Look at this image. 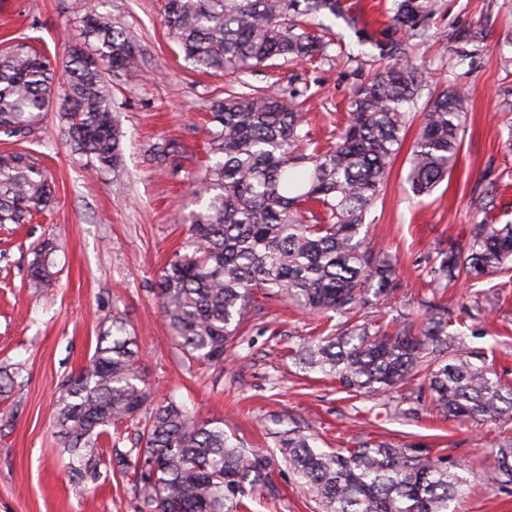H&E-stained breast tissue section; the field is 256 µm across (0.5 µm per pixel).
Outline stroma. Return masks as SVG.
Listing matches in <instances>:
<instances>
[{
  "label": "stroma",
  "mask_w": 512,
  "mask_h": 512,
  "mask_svg": "<svg viewBox=\"0 0 512 512\" xmlns=\"http://www.w3.org/2000/svg\"><path fill=\"white\" fill-rule=\"evenodd\" d=\"M424 41L410 55L425 76L421 100L448 86L469 93L468 120L456 168L431 195L414 196L407 182L414 132H407L383 195L367 217L374 251L396 260L401 286L394 298L374 305L376 319L422 317L423 301L447 306L466 319L471 351L501 372L512 386V275L501 273L443 288L432 283L429 261L436 249L470 239L478 216L473 197L499 186L493 215L512 224V111L503 105L512 88V0H441ZM109 14L140 49L138 76L110 77L112 108L124 137L121 172L90 171L73 152L55 115H47L35 145L51 171L54 201L33 223L0 228V366L21 365L9 400L11 426L0 434V512H138L126 485L113 476L84 483L69 475L68 456L53 434L58 387L87 365L103 317H123L140 340L145 374L158 396L184 402L200 418L223 422L227 434L264 449L278 422H297L318 434L324 448L345 441L420 446L466 465L477 475L472 489L450 502L448 512H512V485L496 472L500 424L451 420L410 383L395 395L356 394L335 377L301 367L295 349L330 329L331 320L291 304L258 298L223 372L187 371L159 310L153 284L164 263L188 238L185 215L194 209L187 172L158 174L150 146L172 140L189 150L205 148L208 105L228 77L187 68L163 26L164 0H0V41L23 38L47 48L58 65L81 38L80 17ZM337 36L327 60L308 65L280 59L244 74L263 89L310 88L301 106L315 136L328 142L339 131L351 91L371 79L381 60L375 46L360 43L343 20L327 17ZM483 29L484 52L460 56L449 37ZM56 236L57 288L36 295L26 270L31 248ZM478 295L482 311L466 318L465 295ZM278 500L249 499L251 512H318L317 501L296 475L277 464Z\"/></svg>",
  "instance_id": "obj_1"
}]
</instances>
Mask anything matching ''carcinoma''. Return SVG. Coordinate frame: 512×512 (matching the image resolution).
I'll return each instance as SVG.
<instances>
[{
  "label": "carcinoma",
  "instance_id": "obj_1",
  "mask_svg": "<svg viewBox=\"0 0 512 512\" xmlns=\"http://www.w3.org/2000/svg\"><path fill=\"white\" fill-rule=\"evenodd\" d=\"M439 0H394L392 23L378 35L359 28L343 0H166L164 24L183 59L205 73L243 74L273 59L313 62L326 42L306 28L334 16L394 64L358 86L348 116L327 146L306 129L299 99L307 89L233 93L212 101L206 157L193 183L199 207L190 211L185 252H175L155 283V295L188 366L217 369L240 340L255 310V294L288 301L312 314L343 317L389 298L400 286L396 263L367 241L365 220L380 197L399 152L424 78L409 55L426 35ZM83 40L70 45L62 74L46 53L24 41L0 45V134L22 143L37 139L63 82L59 118L76 151L95 171L122 166L124 132L112 111L107 76L140 68L135 42L101 13L82 17ZM451 41L468 55L483 51L479 29ZM467 95L446 87L427 102L409 159L406 181L430 195L448 177L467 122ZM167 142L149 150L163 174L183 164ZM53 188L33 152L0 151V226L22 224L49 209ZM494 198L474 200L485 218L465 243L450 242L430 269L434 281L512 269V224L488 221ZM57 243L35 246L27 268L38 292L56 287ZM421 325L407 315L391 332L373 320L339 322L296 350L299 361L338 378L347 390L381 394L422 379L437 410L475 421L512 420V388L469 351L448 309L424 302ZM20 367H0V402L10 398ZM133 426V444L101 451L109 427ZM274 447L247 448L224 432V422L199 419L175 397L156 399L144 373L138 337L119 316L104 318L88 365L66 377L54 410L58 447L72 473L95 483L119 475L139 501V512H242L245 497H281L272 476L277 458L309 487L321 512H448V502L470 483L463 467L416 448L386 441L352 448L317 446L295 423L271 432ZM503 483H512V437L497 453Z\"/></svg>",
  "mask_w": 512,
  "mask_h": 512
}]
</instances>
